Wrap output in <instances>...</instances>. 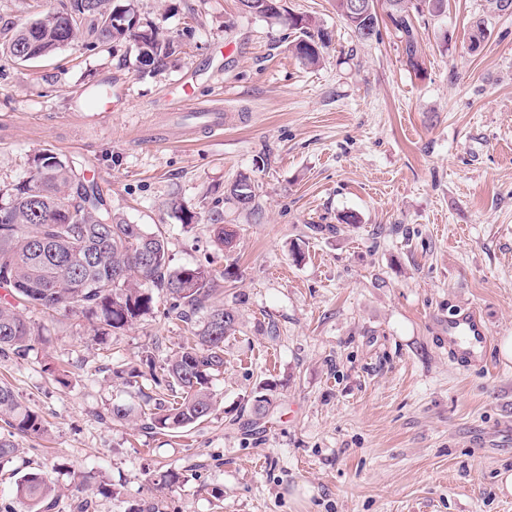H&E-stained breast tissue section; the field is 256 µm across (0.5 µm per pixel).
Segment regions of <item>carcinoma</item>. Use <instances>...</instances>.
<instances>
[{
    "instance_id": "obj_1",
    "label": "carcinoma",
    "mask_w": 512,
    "mask_h": 512,
    "mask_svg": "<svg viewBox=\"0 0 512 512\" xmlns=\"http://www.w3.org/2000/svg\"><path fill=\"white\" fill-rule=\"evenodd\" d=\"M280 0H240L244 10L278 20L298 33L292 52L308 65L320 62L329 35L304 15L280 10ZM356 16L353 0H336V12L355 37L378 38L382 19L377 0ZM386 18L404 43L406 66L423 71L414 18L424 13L441 17L448 0H386ZM87 46L130 41L139 63L161 67L176 53L174 43L157 29L142 25L135 0H56L32 21L11 28L0 50L20 62L54 54L77 32ZM30 176L0 199V288L9 296L0 303V355L24 356L41 335L40 326L25 314L29 308L65 311L86 318L98 341L154 314V291L165 293L168 312L192 330L193 343L182 346L156 373L152 353L145 363L157 395L143 394L135 410L115 402L108 411L114 421H128L139 412L150 429L178 432L207 419L214 411L212 381L224 373V338L236 331L238 310L215 302L220 281L236 274L225 268L221 277L200 267H170L168 242L161 231L132 224L112 210L95 181L81 168L46 149L30 159ZM242 208H253L255 184L241 175L227 189ZM0 421L11 431L0 433V466L18 451L15 434L44 433L40 415L23 404L13 389L0 382ZM15 498L27 512H50L59 489L44 474L32 471L15 481Z\"/></svg>"
}]
</instances>
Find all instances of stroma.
<instances>
[{
	"label": "stroma",
	"mask_w": 512,
	"mask_h": 512,
	"mask_svg": "<svg viewBox=\"0 0 512 512\" xmlns=\"http://www.w3.org/2000/svg\"><path fill=\"white\" fill-rule=\"evenodd\" d=\"M174 41L163 69L134 43L86 50L78 38L21 63L0 53V188L27 178L42 149L80 164L131 223L161 229L172 267L223 271L240 325L224 341L215 410L179 433L105 422L138 404L150 378H112L143 351L165 361L189 335L159 300L154 317L95 342L81 316L32 312L28 355L0 379L43 419L0 468V512H23L16 476L38 470L76 512L81 478L111 485L89 512H512V15L448 0L417 17L422 73L397 32L359 41L334 0H285L330 42L318 66L289 49L287 26L238 0H137ZM488 34L472 48L473 17ZM112 86L101 111L86 90ZM224 102V133L186 139L166 123L183 90ZM242 174L252 209L228 198ZM195 216L182 225L170 208ZM235 237L213 241L212 213ZM354 213L359 221L341 223ZM478 311L487 363L448 359V322ZM69 373L56 382L53 369ZM272 404L255 414L253 400ZM181 480L159 488L161 475Z\"/></svg>",
	"instance_id": "1"
}]
</instances>
